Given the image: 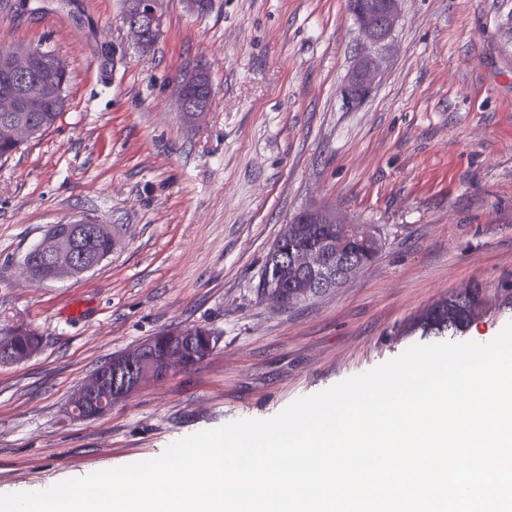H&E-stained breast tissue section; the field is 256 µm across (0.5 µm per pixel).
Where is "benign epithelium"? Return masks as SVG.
Wrapping results in <instances>:
<instances>
[{
    "instance_id": "1",
    "label": "benign epithelium",
    "mask_w": 512,
    "mask_h": 512,
    "mask_svg": "<svg viewBox=\"0 0 512 512\" xmlns=\"http://www.w3.org/2000/svg\"><path fill=\"white\" fill-rule=\"evenodd\" d=\"M400 0H352L350 11L354 15L359 29L360 48L358 62L349 76L344 97L355 101L370 88L378 70V61L372 48L389 38L399 16ZM125 24L131 33L146 28L159 31L162 27V13L153 0H143L140 9L133 15H124ZM46 51L32 46L16 45L0 48V95L8 108L16 112H30L42 106L46 101L56 100L52 86L37 80L39 92L36 94L14 93L7 76L16 66H23L37 74L43 67ZM213 94L212 83L207 70L197 67L184 74L177 83V95L181 105L190 112L200 113ZM9 136L24 142L39 134L25 120H17L6 128ZM302 224H334L336 232L357 239H370L373 228L365 224H352L330 208H308L298 217ZM73 232L62 233L52 227L43 238L21 259V274L31 284L50 280L78 277L101 264V260L91 258L82 249V239L90 234L110 237L111 248L120 242V231L112 224L100 221L73 220L70 222ZM325 240L317 245L300 248L290 255L292 267L299 271L320 272L324 274L321 282L325 287L317 292L323 295L345 283L354 272L347 262H335ZM169 347L162 356L153 360L147 358L146 345L139 344L132 350L108 359L98 367L76 389L70 403V414L75 416L74 408L89 403L92 411L88 415L101 417L112 411L119 403L151 383L165 379L172 371L188 366L183 355L182 344L186 332L174 331L167 334Z\"/></svg>"
}]
</instances>
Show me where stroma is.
I'll list each match as a JSON object with an SVG mask.
<instances>
[{
    "label": "stroma",
    "instance_id": "obj_1",
    "mask_svg": "<svg viewBox=\"0 0 512 512\" xmlns=\"http://www.w3.org/2000/svg\"><path fill=\"white\" fill-rule=\"evenodd\" d=\"M123 0H0V45L55 51L67 104L0 160V329L42 336L0 365V494L161 455L174 440L268 419L402 354L404 330L478 288L466 341L512 322V0H402L349 103L359 51L347 0H163L161 35L134 47ZM214 88L187 123L176 79ZM333 206L373 225L377 259L340 288L285 307L262 291L285 224ZM117 226V250L76 279L29 285L18 264L54 224ZM198 326L216 344L105 416L74 420L80 383L158 333Z\"/></svg>",
    "mask_w": 512,
    "mask_h": 512
}]
</instances>
